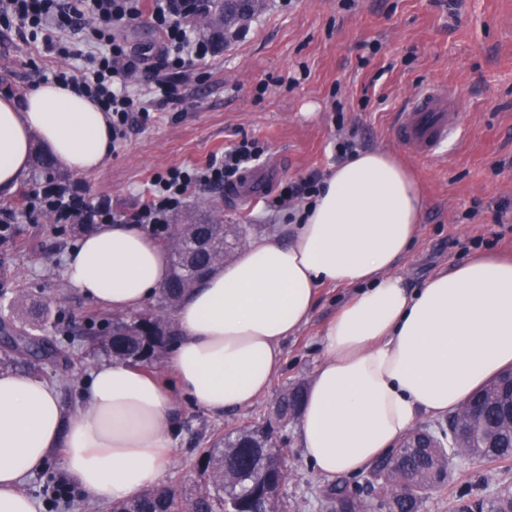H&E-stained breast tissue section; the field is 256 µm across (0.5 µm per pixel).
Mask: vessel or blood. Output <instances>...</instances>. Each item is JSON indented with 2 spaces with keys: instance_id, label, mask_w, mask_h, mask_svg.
Here are the masks:
<instances>
[{
  "instance_id": "obj_1",
  "label": "vessel or blood",
  "mask_w": 512,
  "mask_h": 512,
  "mask_svg": "<svg viewBox=\"0 0 512 512\" xmlns=\"http://www.w3.org/2000/svg\"><path fill=\"white\" fill-rule=\"evenodd\" d=\"M455 97L426 85L395 113L391 129L396 140L411 154L439 155L460 127L454 110Z\"/></svg>"
}]
</instances>
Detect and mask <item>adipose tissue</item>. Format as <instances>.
Instances as JSON below:
<instances>
[{
    "label": "adipose tissue",
    "instance_id": "adipose-tissue-1",
    "mask_svg": "<svg viewBox=\"0 0 512 512\" xmlns=\"http://www.w3.org/2000/svg\"><path fill=\"white\" fill-rule=\"evenodd\" d=\"M36 141L57 168L86 173L112 152L110 117L52 83L0 97V197L27 178ZM421 212L415 181L390 153L336 165L285 236L250 240L181 300L170 359L180 391L213 415L251 406L330 284L355 293L322 331L300 412L315 472L358 474L420 415L457 412L512 367V260L479 256L407 288L394 269ZM169 275L167 247L133 224L99 225L63 265L69 288L115 313L142 308ZM84 398L69 412L48 381L0 373V512H37L21 484L54 448L69 481L95 500L133 497L162 476L173 396L144 369L105 362Z\"/></svg>",
    "mask_w": 512,
    "mask_h": 512
}]
</instances>
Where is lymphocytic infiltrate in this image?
<instances>
[{"label": "lymphocytic infiltrate", "instance_id": "f902f5d3", "mask_svg": "<svg viewBox=\"0 0 512 512\" xmlns=\"http://www.w3.org/2000/svg\"><path fill=\"white\" fill-rule=\"evenodd\" d=\"M206 6L207 0H0V24L40 38L45 52L79 60L77 72L56 70L51 79L81 87L111 112L112 145L118 148L127 140L130 118L149 123L155 107L177 101L179 83L213 52V42L191 23ZM90 20L95 27L87 50L65 45L63 34L82 33ZM143 20L160 35L158 53L130 47L117 36ZM259 157L257 142L243 138L204 166L170 167L152 177L146 198L129 214L91 197L86 185L66 180L30 194L24 210L38 208L69 224H136L162 231L190 193L235 186Z\"/></svg>", "mask_w": 512, "mask_h": 512}]
</instances>
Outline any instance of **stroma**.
Here are the masks:
<instances>
[{"instance_id":"obj_1","label":"stroma","mask_w":512,"mask_h":512,"mask_svg":"<svg viewBox=\"0 0 512 512\" xmlns=\"http://www.w3.org/2000/svg\"><path fill=\"white\" fill-rule=\"evenodd\" d=\"M73 64L41 56L36 44L0 27V94L24 95L39 85L42 71ZM429 82L456 90L461 136L446 156L420 159L397 143L390 122ZM351 133L366 149L392 151L420 182L422 221L396 269L409 287L480 255L511 256L512 0H268L245 31L216 42L203 78L187 83L182 101L160 107L98 171L78 178L92 196L130 211L152 175L203 164L244 136L262 148L253 173L271 187L326 177L337 164V142ZM271 198L267 191L242 205L221 190L198 192L174 221L202 222L217 208L224 224L265 231L288 217ZM79 241L40 214L20 218L0 241V287L6 290L0 318L9 315L13 295H29L52 309L54 321L44 334L76 332L65 358L46 375L69 410L81 404L83 384L101 363L84 332L92 317L109 314L64 282V258ZM351 294L346 287L320 289L308 323L283 345L281 372L253 405L215 416L179 396L163 480L188 472L192 448L213 432L265 425L284 388L309 385L323 357L320 333ZM276 436L287 467L280 512H325L324 480L303 455L297 423ZM448 473V490L431 493L421 512H448L452 490L486 496L512 485V461L453 458Z\"/></svg>"}]
</instances>
